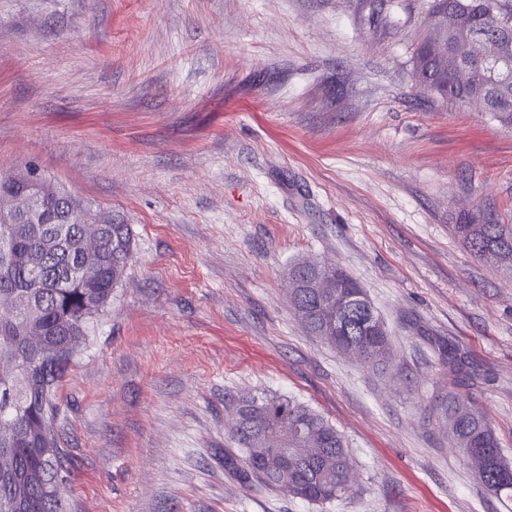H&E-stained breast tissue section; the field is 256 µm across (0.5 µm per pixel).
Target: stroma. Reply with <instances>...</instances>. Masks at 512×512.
Masks as SVG:
<instances>
[{"instance_id":"35a3bbf8","label":"stroma","mask_w":512,"mask_h":512,"mask_svg":"<svg viewBox=\"0 0 512 512\" xmlns=\"http://www.w3.org/2000/svg\"><path fill=\"white\" fill-rule=\"evenodd\" d=\"M426 2L0 0V172L34 164L134 232L62 383L67 512H512L432 409L450 342L512 463V272L451 230L512 224V127L414 89ZM297 259L362 285L388 370L307 332ZM246 392L333 423L352 494L234 480Z\"/></svg>"}]
</instances>
